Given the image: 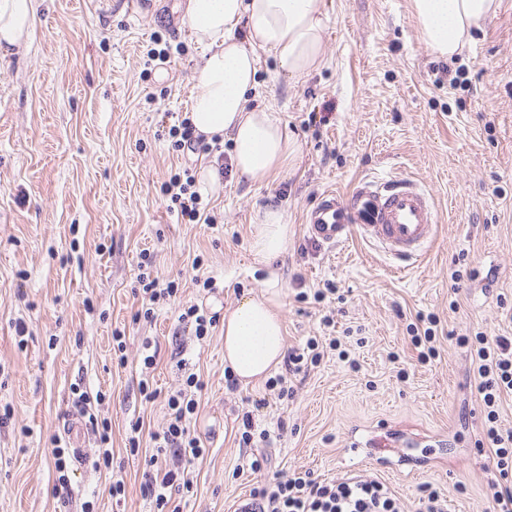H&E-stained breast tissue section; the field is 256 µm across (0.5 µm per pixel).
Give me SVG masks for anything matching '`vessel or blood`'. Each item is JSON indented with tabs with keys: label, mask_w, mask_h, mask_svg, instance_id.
<instances>
[{
	"label": "vessel or blood",
	"mask_w": 512,
	"mask_h": 512,
	"mask_svg": "<svg viewBox=\"0 0 512 512\" xmlns=\"http://www.w3.org/2000/svg\"><path fill=\"white\" fill-rule=\"evenodd\" d=\"M437 223L432 198L416 182L367 178L345 195L326 192L309 207L305 224L316 242L336 246L360 237L402 270L426 253Z\"/></svg>",
	"instance_id": "vessel-or-blood-1"
}]
</instances>
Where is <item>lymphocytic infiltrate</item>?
<instances>
[{"mask_svg": "<svg viewBox=\"0 0 512 512\" xmlns=\"http://www.w3.org/2000/svg\"><path fill=\"white\" fill-rule=\"evenodd\" d=\"M161 190L176 206L178 217L185 224H213L217 217L200 191L193 175H171ZM322 358L317 339H308L305 346L290 349L284 371L266 382L278 398L293 394L290 377L307 371ZM472 358L477 365L476 389L485 420L476 440L477 448L486 449L495 470L491 479L490 512H512V432H502L499 424V402L502 394L512 393V339L476 334ZM202 384L196 374H189L185 386L167 399V419L161 430L151 433L155 448L167 451L171 460L146 474L144 494L155 501L163 512L172 499L190 490L189 470L205 453L204 441L191 421L198 410L195 390ZM238 445L244 453L242 461L258 477L256 487L241 502L236 512H403L394 492L378 479L350 474L331 482H321L311 472L295 471L288 475L271 472L267 455L252 452L254 441H268L270 432L259 429L253 411L238 415Z\"/></svg>", "mask_w": 512, "mask_h": 512, "instance_id": "f902f5d3", "label": "lymphocytic infiltrate"}]
</instances>
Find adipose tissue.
<instances>
[{"label": "adipose tissue", "mask_w": 512, "mask_h": 512, "mask_svg": "<svg viewBox=\"0 0 512 512\" xmlns=\"http://www.w3.org/2000/svg\"><path fill=\"white\" fill-rule=\"evenodd\" d=\"M413 8L429 49L450 58L497 14L500 0H413ZM35 13V0H0V49L29 51ZM183 21L203 50L190 113L197 132L230 139L236 172L246 181L292 167L298 154L293 135L268 108L249 100L260 53H273L278 73L293 79L322 65L324 19L317 0H187ZM288 241V225L271 211L253 227L252 253L267 264L286 252ZM222 329L224 363L233 375L246 385L266 379L286 348L278 281L236 301Z\"/></svg>", "instance_id": "obj_1"}]
</instances>
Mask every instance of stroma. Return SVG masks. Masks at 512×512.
<instances>
[{"mask_svg": "<svg viewBox=\"0 0 512 512\" xmlns=\"http://www.w3.org/2000/svg\"><path fill=\"white\" fill-rule=\"evenodd\" d=\"M184 2L146 14L131 0H37L29 52L0 53V411L11 412L0 424V512H59L50 439L76 413V382L104 395L90 411L112 425L114 472L96 468L98 435L88 431L83 462L66 473L69 512H158L141 490L149 457L131 456L126 438L138 419L160 429L192 372L203 382L193 427L207 452L180 512H235L248 498L256 478L237 469L236 416L261 398L256 420L273 437L257 450L274 470L338 479L356 440L359 473L387 483L405 512L425 485L447 496L448 512H485L491 475L473 446L484 414L462 339L512 336V0L450 59L425 44L413 0H318L323 66L291 79L261 53L250 99L287 125L297 163L258 182L225 175L208 195L214 225L180 223L161 191L175 172L217 164L174 151L169 134L191 109L201 64ZM157 39L170 56L145 67ZM374 175L413 178L435 203L427 254L404 273L362 240L329 248L303 228L319 195ZM270 210L289 225L288 249L261 265L250 231ZM144 252L179 285L151 321L134 317ZM196 275L213 277L215 290L193 285ZM272 277L287 347L330 334L347 352H329L283 400L261 383L228 391L221 329L199 340L179 320L194 303L225 311ZM327 282L336 292L325 301H296L299 285ZM419 313L440 327V355L426 363L408 331ZM148 338L160 350L150 402L139 393Z\"/></svg>", "mask_w": 512, "mask_h": 512, "instance_id": "1", "label": "stroma"}]
</instances>
